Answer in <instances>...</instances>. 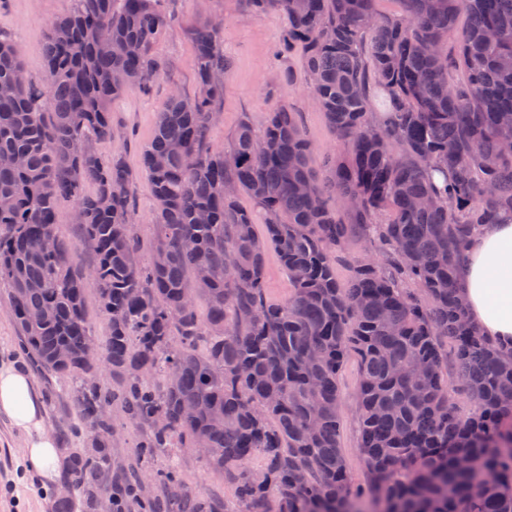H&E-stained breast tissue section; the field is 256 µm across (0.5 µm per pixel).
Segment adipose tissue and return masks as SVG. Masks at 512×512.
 Listing matches in <instances>:
<instances>
[{
  "label": "adipose tissue",
  "instance_id": "1",
  "mask_svg": "<svg viewBox=\"0 0 512 512\" xmlns=\"http://www.w3.org/2000/svg\"><path fill=\"white\" fill-rule=\"evenodd\" d=\"M456 282L471 324L499 346L512 347V220L474 225ZM1 415L24 436L28 469L54 481L63 451L46 429L30 374L10 363H0Z\"/></svg>",
  "mask_w": 512,
  "mask_h": 512
}]
</instances>
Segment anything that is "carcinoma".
Segmentation results:
<instances>
[{
	"mask_svg": "<svg viewBox=\"0 0 512 512\" xmlns=\"http://www.w3.org/2000/svg\"><path fill=\"white\" fill-rule=\"evenodd\" d=\"M161 2L75 0L49 22L39 89L0 38V158L21 159L0 164V288L28 353L75 383L90 432L56 512H99L112 460L110 400L85 383L89 286L108 315L123 411L150 428L141 455L205 440L237 512H512V350L467 321L455 278L471 227L512 214V0H403L396 17L376 14L375 0H248L257 15L287 16L280 53L306 46L305 83L348 148L319 176L286 105L261 133L245 119L229 148L210 146L230 63L221 27L193 28L197 92L169 96L142 154L157 202L143 262L131 176L119 158L103 165L93 142L112 136V100L161 69L154 46L171 22ZM461 13L468 25L453 42ZM378 90L390 106L382 121L370 116ZM243 192L288 272L282 303L266 299V242ZM330 192L341 209L327 205ZM63 201L81 212L88 274L56 233ZM374 224L386 248L354 260L340 284L344 240ZM46 236L51 252L39 249ZM352 354L360 489L338 440L339 374ZM457 390L472 413L459 412ZM130 500L165 510L133 485L112 497L120 509Z\"/></svg>",
	"mask_w": 512,
	"mask_h": 512,
	"instance_id": "1",
	"label": "carcinoma"
}]
</instances>
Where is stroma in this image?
Here are the masks:
<instances>
[{"label": "stroma", "instance_id": "1", "mask_svg": "<svg viewBox=\"0 0 512 512\" xmlns=\"http://www.w3.org/2000/svg\"><path fill=\"white\" fill-rule=\"evenodd\" d=\"M73 0H0V35L17 41L22 48V67L28 82L42 84L45 75L43 47L49 20L67 14ZM173 17L155 45V56L163 71L149 90L126 92L111 104L113 133L97 142L95 150L103 162L121 158L133 180L132 218L138 228L140 256L148 258L154 240L150 219L157 204L152 186L143 169L141 156L151 142L159 113L173 89L194 95L197 89L193 27L220 16L224 30L220 48L230 68L224 76V94L219 101L220 119L209 132L215 148L230 145L242 119H249L254 130H262L270 112L288 106L296 112L310 145L309 165L322 172L327 160L342 157L346 147L333 132L325 113L307 91L304 73L307 49L296 44L287 55L278 50L287 32L288 20L277 10L255 15L247 0H167ZM0 361L28 371L39 388L48 424L65 452L85 447L87 435L78 425L79 410L68 381L42 373L26 357L11 307L0 295ZM340 448L347 460L354 484L366 481L358 448L356 393L358 364L348 359L340 375ZM112 465L108 483L123 482L131 465L136 464L145 430L132 424L120 408L112 410ZM22 440L0 418V512H55L57 484L44 482L26 469ZM154 465L176 473L173 484L157 486L158 495L167 497L202 496L234 507L233 487L222 476L207 469L202 458L182 449L173 456H161Z\"/></svg>", "mask_w": 512, "mask_h": 512}]
</instances>
